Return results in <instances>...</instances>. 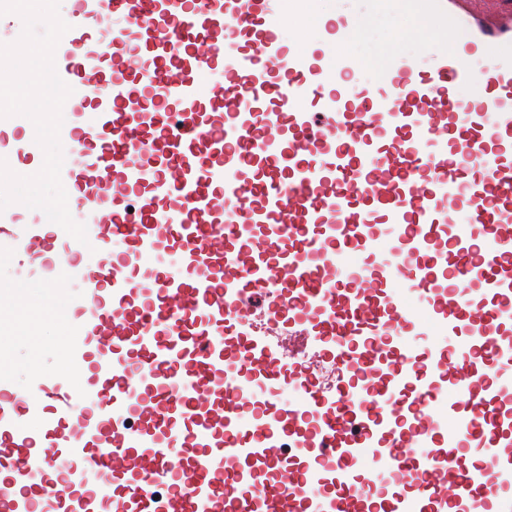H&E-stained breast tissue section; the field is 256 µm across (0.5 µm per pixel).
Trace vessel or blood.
Masks as SVG:
<instances>
[{
  "label": "vessel or blood",
  "mask_w": 512,
  "mask_h": 512,
  "mask_svg": "<svg viewBox=\"0 0 512 512\" xmlns=\"http://www.w3.org/2000/svg\"><path fill=\"white\" fill-rule=\"evenodd\" d=\"M501 2L371 0L433 63L389 54L363 88L348 10L71 0L61 180L88 241L20 204L0 241L89 377L17 391L0 291V512H512ZM0 158L43 164L8 118Z\"/></svg>",
  "instance_id": "vessel-or-blood-1"
}]
</instances>
